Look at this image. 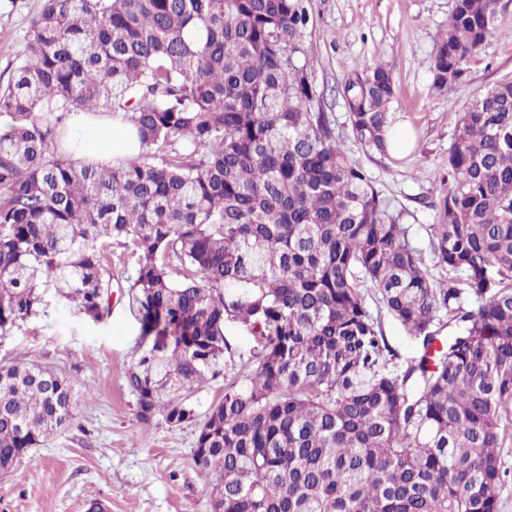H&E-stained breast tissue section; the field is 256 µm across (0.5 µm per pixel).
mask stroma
Here are the masks:
<instances>
[{
    "mask_svg": "<svg viewBox=\"0 0 512 512\" xmlns=\"http://www.w3.org/2000/svg\"><path fill=\"white\" fill-rule=\"evenodd\" d=\"M455 0H311L304 61L337 138L382 190L424 261H431L429 228L436 223L428 201L446 191L448 149L459 112L487 89L512 78V0H499L496 33L472 58L452 94L432 92L431 70ZM41 0H0V87L7 84L23 51L29 22ZM390 68L395 96L394 126L409 133L405 154L367 151L351 131L340 94L344 80L365 66ZM112 280L117 289L109 315L93 319L57 289H46L36 312L0 332V364L36 363L75 378L92 396L75 410L67 429L32 449L11 472L0 474V512H90L100 502L107 512H209L214 475L193 462L197 426L168 425L162 416L138 419L125 373L137 358L138 312L126 283L135 258L128 246L112 244ZM366 302L386 339L383 361L404 370L423 353L411 336L380 307L375 289ZM224 375L193 397L198 416L224 395V376L254 367L258 341L237 322L224 325Z\"/></svg>",
    "mask_w": 512,
    "mask_h": 512,
    "instance_id": "obj_1",
    "label": "stroma"
}]
</instances>
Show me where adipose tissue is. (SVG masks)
I'll list each match as a JSON object with an SVG mask.
<instances>
[{
  "mask_svg": "<svg viewBox=\"0 0 512 512\" xmlns=\"http://www.w3.org/2000/svg\"><path fill=\"white\" fill-rule=\"evenodd\" d=\"M132 127L115 129L111 120L99 113L74 112L67 140L72 159L110 163L136 152Z\"/></svg>",
  "mask_w": 512,
  "mask_h": 512,
  "instance_id": "ef3b65f1",
  "label": "adipose tissue"
}]
</instances>
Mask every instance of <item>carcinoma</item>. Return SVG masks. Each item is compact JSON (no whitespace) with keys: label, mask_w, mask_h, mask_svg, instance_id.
Returning <instances> with one entry per match:
<instances>
[{"label":"carcinoma","mask_w":512,"mask_h":512,"mask_svg":"<svg viewBox=\"0 0 512 512\" xmlns=\"http://www.w3.org/2000/svg\"><path fill=\"white\" fill-rule=\"evenodd\" d=\"M498 0H455L432 67L450 92L495 33ZM310 0H42L0 90V330L38 288L109 313L103 252L131 242L143 422H194L224 362V324L258 337L198 425L211 512H499L512 406V79L458 119L448 191L430 202L434 267L336 142L307 66ZM351 130L390 154L391 71L348 78ZM132 126L138 153L79 164L69 115ZM414 336L405 370L364 289ZM447 337L440 336L444 327ZM86 393L37 364L0 365V466L66 429Z\"/></svg>","instance_id":"1"}]
</instances>
